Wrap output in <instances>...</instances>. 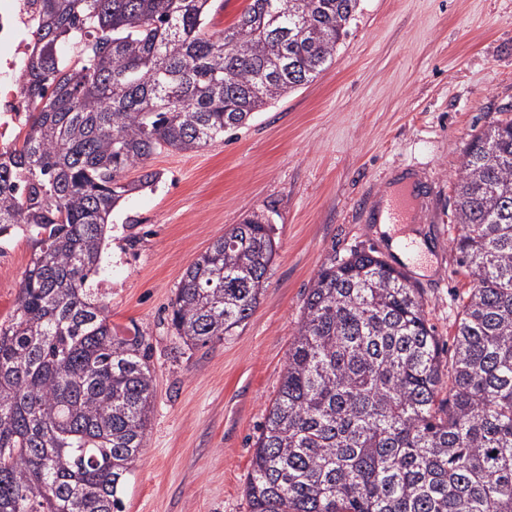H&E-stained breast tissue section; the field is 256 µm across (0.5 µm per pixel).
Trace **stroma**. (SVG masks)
<instances>
[{
	"label": "stroma",
	"mask_w": 512,
	"mask_h": 512,
	"mask_svg": "<svg viewBox=\"0 0 512 512\" xmlns=\"http://www.w3.org/2000/svg\"><path fill=\"white\" fill-rule=\"evenodd\" d=\"M512 114V0H361L314 81L223 139L161 151L162 179L112 216L98 276L113 328L152 347L154 412L123 512H249L245 487L304 302L322 265L374 250L403 265L448 358L470 280L452 240L454 182L470 134ZM416 165L426 202L398 225L425 244L401 263L377 231L384 190ZM265 215L278 251L250 319L188 347L168 323L186 268L233 225ZM31 258L0 243V320Z\"/></svg>",
	"instance_id": "obj_1"
}]
</instances>
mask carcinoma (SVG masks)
<instances>
[{"instance_id":"carcinoma-1","label":"carcinoma","mask_w":512,"mask_h":512,"mask_svg":"<svg viewBox=\"0 0 512 512\" xmlns=\"http://www.w3.org/2000/svg\"><path fill=\"white\" fill-rule=\"evenodd\" d=\"M361 0H41L0 152V236L32 257L0 322V512H123L153 412L150 347L112 334L90 288L147 161L193 152L332 62ZM140 172L134 179L127 173ZM452 239L472 287L440 362L420 289L376 252L314 277L247 483L250 512H512V119L470 135ZM277 251L254 215L187 267L170 322L187 345L252 315ZM250 3L251 0H216L210 15L209 31L221 34L224 30L232 28Z\"/></svg>"}]
</instances>
